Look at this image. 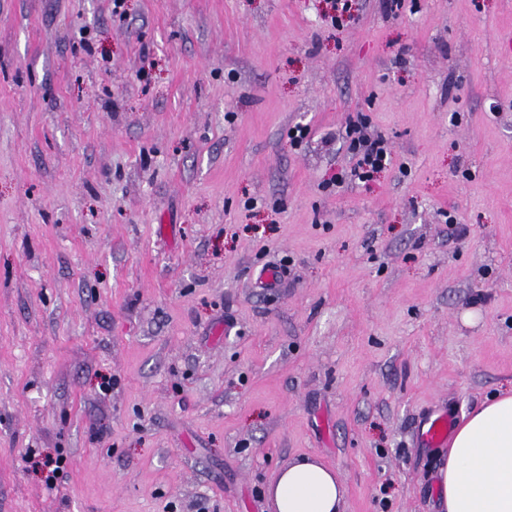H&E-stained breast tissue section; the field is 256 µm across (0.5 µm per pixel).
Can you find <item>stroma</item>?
I'll return each instance as SVG.
<instances>
[{"label": "stroma", "instance_id": "1", "mask_svg": "<svg viewBox=\"0 0 512 512\" xmlns=\"http://www.w3.org/2000/svg\"><path fill=\"white\" fill-rule=\"evenodd\" d=\"M333 2L0 0V512H270L302 455L438 512L426 419L512 389V0ZM369 125L368 120L360 119L346 128L347 150L355 158L348 175L351 182L370 181L375 173L391 164V152L385 140L379 134L368 133Z\"/></svg>", "mask_w": 512, "mask_h": 512}]
</instances>
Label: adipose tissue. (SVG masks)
<instances>
[{"label": "adipose tissue", "mask_w": 512, "mask_h": 512, "mask_svg": "<svg viewBox=\"0 0 512 512\" xmlns=\"http://www.w3.org/2000/svg\"><path fill=\"white\" fill-rule=\"evenodd\" d=\"M441 512H512V391L462 416L437 474ZM336 471L305 457L283 464L267 487L273 512H345Z\"/></svg>", "instance_id": "adipose-tissue-1"}]
</instances>
